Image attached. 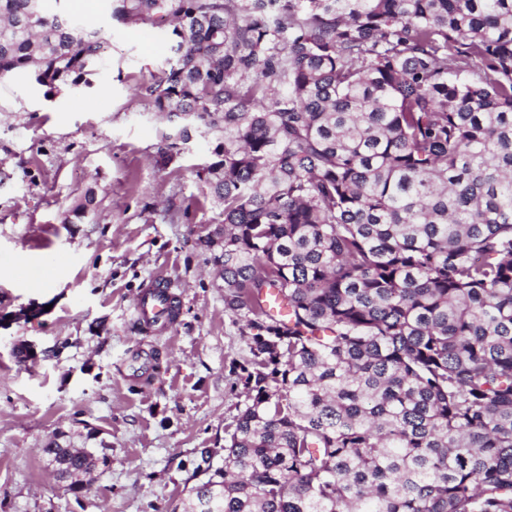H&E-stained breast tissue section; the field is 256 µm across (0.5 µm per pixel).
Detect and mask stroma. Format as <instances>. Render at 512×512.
Listing matches in <instances>:
<instances>
[{
	"label": "stroma",
	"mask_w": 512,
	"mask_h": 512,
	"mask_svg": "<svg viewBox=\"0 0 512 512\" xmlns=\"http://www.w3.org/2000/svg\"><path fill=\"white\" fill-rule=\"evenodd\" d=\"M44 9L100 30L112 53L87 86L51 90L29 70L0 81V512H172L223 464L245 400L248 338L209 242L224 208L198 176L218 135L159 164L168 124L136 88L171 57L165 33L116 21L111 0ZM59 252L68 265L46 276ZM156 278L180 316L151 335L133 305ZM139 352L158 361L147 383L126 375ZM52 441L109 461L71 488L44 459Z\"/></svg>",
	"instance_id": "1"
}]
</instances>
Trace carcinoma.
I'll return each mask as SVG.
<instances>
[{
	"label": "carcinoma",
	"instance_id": "obj_1",
	"mask_svg": "<svg viewBox=\"0 0 512 512\" xmlns=\"http://www.w3.org/2000/svg\"><path fill=\"white\" fill-rule=\"evenodd\" d=\"M0 0V77L89 83L100 32ZM170 33L164 141L222 136L246 402L181 512H512V0H112ZM288 307H268L270 290ZM58 476L93 454L49 444Z\"/></svg>",
	"mask_w": 512,
	"mask_h": 512
}]
</instances>
